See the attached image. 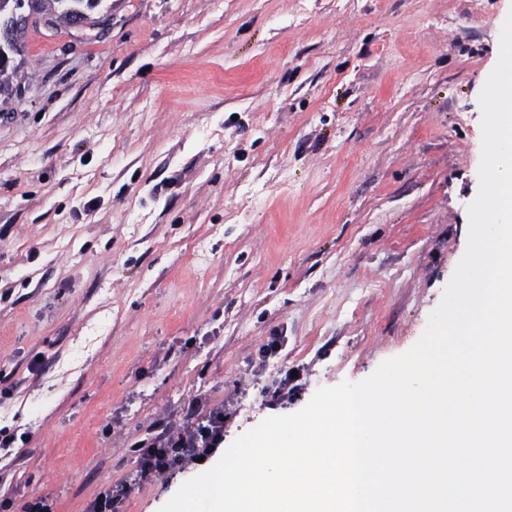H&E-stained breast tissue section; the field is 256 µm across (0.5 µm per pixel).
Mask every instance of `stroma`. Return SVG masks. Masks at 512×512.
Here are the masks:
<instances>
[{
    "label": "stroma",
    "instance_id": "1",
    "mask_svg": "<svg viewBox=\"0 0 512 512\" xmlns=\"http://www.w3.org/2000/svg\"><path fill=\"white\" fill-rule=\"evenodd\" d=\"M511 13L104 0L30 25L0 95V512H87L197 395L229 444L410 350L467 248ZM285 379L287 404L262 405Z\"/></svg>",
    "mask_w": 512,
    "mask_h": 512
}]
</instances>
